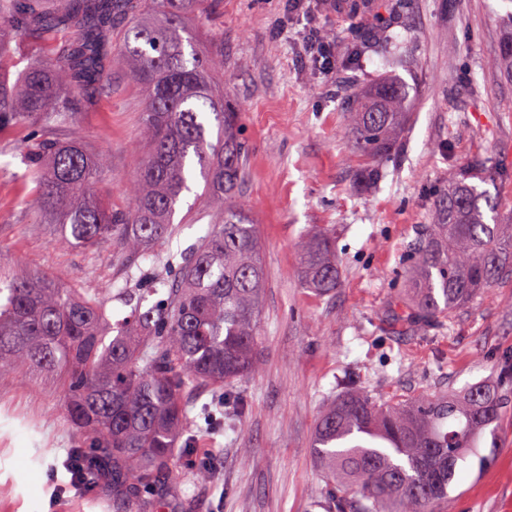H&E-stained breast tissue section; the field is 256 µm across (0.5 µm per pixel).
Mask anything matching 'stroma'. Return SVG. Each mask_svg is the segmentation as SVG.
Masks as SVG:
<instances>
[{"instance_id": "stroma-1", "label": "stroma", "mask_w": 512, "mask_h": 512, "mask_svg": "<svg viewBox=\"0 0 512 512\" xmlns=\"http://www.w3.org/2000/svg\"><path fill=\"white\" fill-rule=\"evenodd\" d=\"M335 0L279 26L281 0H224L219 19L191 18L200 49L224 39V94L241 112L247 145L240 198L251 213L266 267L258 361L233 390L244 414L209 429L193 424L196 455L220 463L206 481L167 496L165 512H325L329 489L313 448L321 411L342 390L397 401L479 381L507 404L495 443L458 466L448 512H512V278L458 309L444 325H392L408 255L448 179L472 157L485 160L486 187L512 212V79L498 50L512 32V0ZM327 35L336 71L321 72L305 49L306 25ZM406 90L408 124L382 161L385 177L365 180L353 151L346 106L382 76ZM143 95L122 61L112 85L96 89L76 129L30 126L0 133V246L25 271L95 292L133 285L166 251L196 246L210 227L196 205L202 180L177 210L171 236L143 257L119 241L84 250L38 224L27 199L24 142L79 132L105 152L110 171L98 186L116 207L143 159ZM334 231L341 283L321 297L304 284L299 246ZM75 435L55 406L51 381L0 380V512H112V483L74 492L61 463Z\"/></svg>"}]
</instances>
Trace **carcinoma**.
<instances>
[{
    "label": "carcinoma",
    "mask_w": 512,
    "mask_h": 512,
    "mask_svg": "<svg viewBox=\"0 0 512 512\" xmlns=\"http://www.w3.org/2000/svg\"><path fill=\"white\" fill-rule=\"evenodd\" d=\"M222 0H0V130L40 124L76 129L88 90L107 85L112 58L127 65L144 95L145 158L128 192L132 208L114 209L96 194L108 157L76 135L24 146L29 205L61 238L84 248L121 241L138 256L170 233L176 209L200 175L212 229L181 255L167 253L136 285L93 295L65 288L48 274L23 275L0 247V378L26 370L59 375L57 406L70 423L84 481L112 475L120 512H161L162 491L177 489L191 446L190 397L205 387L245 378L257 363V322L265 269L255 225L234 201L247 150L239 113L219 86L224 45L198 48L190 15L222 12ZM65 29V49L10 75L7 37L41 38ZM406 94L392 77L379 80L347 108L353 148L381 176L404 129ZM217 128L211 139L210 123ZM482 160L458 169L433 207L431 223L409 255L405 288L392 312L436 325L505 277H512V215L498 197L472 183ZM309 287L337 288L329 231L300 247ZM166 289V297L147 304ZM131 308L111 322L109 304ZM224 413L246 400L225 393ZM504 401L483 383L461 394L426 392L381 403L348 388L318 421L314 448L334 484L326 512H448L458 463L474 453Z\"/></svg>",
    "instance_id": "cac0c4a2"
}]
</instances>
